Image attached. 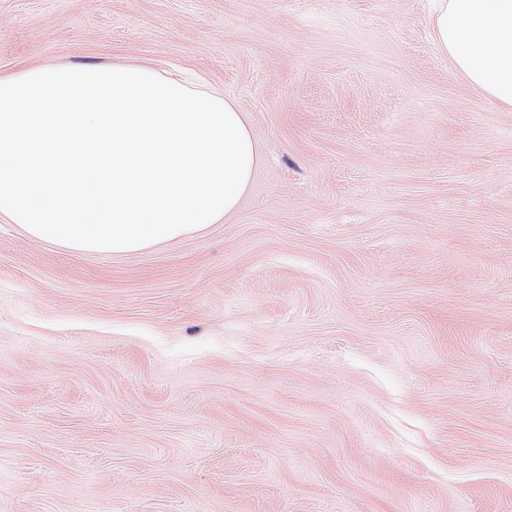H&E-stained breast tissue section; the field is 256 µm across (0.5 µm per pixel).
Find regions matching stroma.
<instances>
[{
    "label": "stroma",
    "mask_w": 512,
    "mask_h": 512,
    "mask_svg": "<svg viewBox=\"0 0 512 512\" xmlns=\"http://www.w3.org/2000/svg\"><path fill=\"white\" fill-rule=\"evenodd\" d=\"M428 0H0V73L246 112L238 212L132 255L0 220V512H512V109Z\"/></svg>",
    "instance_id": "stroma-1"
}]
</instances>
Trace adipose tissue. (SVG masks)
Listing matches in <instances>:
<instances>
[{"label":"adipose tissue","instance_id":"adipose-tissue-1","mask_svg":"<svg viewBox=\"0 0 512 512\" xmlns=\"http://www.w3.org/2000/svg\"><path fill=\"white\" fill-rule=\"evenodd\" d=\"M450 69L512 107V0H434ZM261 161L248 117L146 64L0 75V219L66 249L131 254L238 212Z\"/></svg>","mask_w":512,"mask_h":512}]
</instances>
